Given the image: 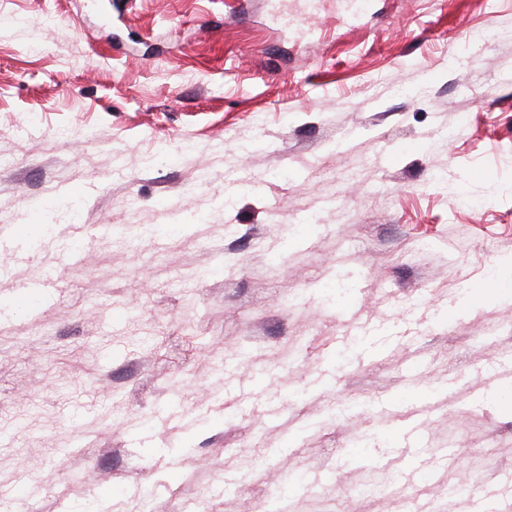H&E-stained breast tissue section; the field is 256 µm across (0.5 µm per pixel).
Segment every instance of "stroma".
I'll return each mask as SVG.
<instances>
[{
  "mask_svg": "<svg viewBox=\"0 0 512 512\" xmlns=\"http://www.w3.org/2000/svg\"><path fill=\"white\" fill-rule=\"evenodd\" d=\"M38 280L0 309L13 512H400L423 467L474 512L458 466L512 469V302L465 309L512 283V0H0V298ZM416 362L440 389L380 414ZM48 285L46 281H36L26 287V290L13 297L8 306H23L29 311H35L40 302H42L50 292L47 291Z\"/></svg>",
  "mask_w": 512,
  "mask_h": 512,
  "instance_id": "obj_1",
  "label": "stroma"
}]
</instances>
